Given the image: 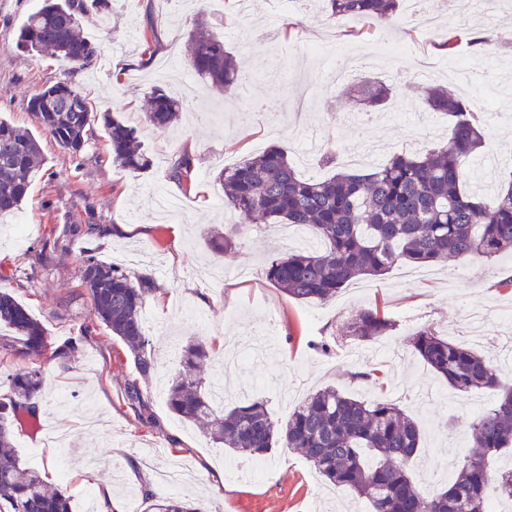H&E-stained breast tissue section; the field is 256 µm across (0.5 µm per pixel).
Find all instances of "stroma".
<instances>
[{"mask_svg":"<svg viewBox=\"0 0 512 512\" xmlns=\"http://www.w3.org/2000/svg\"><path fill=\"white\" fill-rule=\"evenodd\" d=\"M42 3L0 0V117L37 130L30 98L44 84L69 78L95 110L112 112L135 129L153 165L134 174L114 164L100 128L76 158L39 132L49 174L31 186L20 211L0 220V273L10 276L17 299L61 345L81 335L89 320L82 258L91 253L109 262L137 255V271L151 272L161 287L147 300L144 320L170 328L176 339L152 337L159 369L144 389L155 415L151 425L127 401L136 372L120 341L101 336L83 342L65 369L43 363L51 382L48 400L68 397L63 408L52 410V425L74 446L52 448L17 428L13 439L22 463H29L30 448H39L40 471L70 495L72 512H102L107 492L125 512H144L143 492L154 486L162 495L204 503L207 512H364L354 493L325 485L309 461L288 448L263 455L261 471L232 469L233 454L169 411L166 381L180 367L182 344L198 338L214 351L202 369L209 380L226 348H254V356L232 371L227 391L241 402L264 400L281 423L297 402L325 387L396 403L424 428L416 480L426 493L443 491L454 476L451 455L470 449L468 424L496 395H458L412 356L407 339L429 329L469 345L467 311L482 305L494 337L477 350L493 362L503 385L512 386V351L496 342L512 336V288L502 285L512 276V258L427 266L415 282L408 275L418 269L404 262L384 276L356 279L328 302L302 303L266 277L270 256L302 250V243L286 226L260 227L226 208L215 176L272 145L287 147L300 175L314 179L329 171L316 155L301 159L312 141L373 153L378 164L396 152L438 146L448 138V121L426 109L420 92L440 86L477 105L490 143L491 185L499 187L508 172L505 152L512 149V53L500 50L495 37L512 30V0H494L475 13L435 0L434 21L405 9L390 25L333 21L310 0H247L242 11L235 0H111L105 26L92 22L84 29L98 48L97 62L72 76L50 54L16 45L22 22ZM199 10L251 75L239 97L190 77L186 44ZM472 29L488 35L482 49L438 50L443 34ZM353 57L363 62L359 78L385 82L398 99L373 110L336 89L330 68H343ZM178 79L187 82L190 106L174 127L154 128L145 115L149 92L172 90ZM189 146L195 178L186 189L170 171ZM91 224L104 225V235L88 233ZM119 224L126 233L114 234ZM214 230L232 240L231 250L207 246ZM375 307L396 324L389 341L398 348L397 360L341 333L358 311ZM270 319L275 328L268 335L260 326ZM175 467L194 473L195 484L162 486L160 473Z\"/></svg>","mask_w":512,"mask_h":512,"instance_id":"obj_1","label":"stroma"}]
</instances>
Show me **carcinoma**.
Instances as JSON below:
<instances>
[{
    "label": "carcinoma",
    "mask_w": 512,
    "mask_h": 512,
    "mask_svg": "<svg viewBox=\"0 0 512 512\" xmlns=\"http://www.w3.org/2000/svg\"><path fill=\"white\" fill-rule=\"evenodd\" d=\"M329 17L368 18L393 22L404 0H321ZM109 0H44L19 28L17 46L46 51L74 74L92 65L97 47L83 33L85 18L104 14ZM485 42L472 32L448 38L439 48L451 52L459 39ZM189 64L197 80L228 97L239 95L249 81L199 18L189 33ZM352 96L370 108L397 96L379 80L347 85ZM72 96L68 103L46 99L52 93ZM424 104L448 118V140L425 153H395L375 167L357 171L343 166L328 147L320 160L338 172L324 180L298 176L288 149L273 145L258 156L222 168L216 180L224 203L263 224L309 226L321 248L293 251L270 259L267 279L299 302L327 301L361 276L387 274L398 262L420 266L471 256L500 257L512 253V180L500 186L493 200L463 184V166L487 148L478 125L476 106L441 88H429ZM29 110L42 131L72 156H79L88 131L102 124L112 160L132 173H143L152 158L138 144L135 131L110 112H95L82 91L70 81L45 85L31 97ZM183 103L156 87L149 95L148 121L157 127L173 124ZM36 134L0 118V216L21 209L32 184L44 176ZM194 158L184 152L172 165L170 177L189 188ZM81 283L91 299L90 320L123 342L137 377L126 396L141 420L152 422L149 399L143 393L157 371L152 341L146 335L142 311L159 290L147 272L134 275L114 263L88 254L82 258ZM395 323L378 310H362L345 325L344 335L360 340L388 336ZM85 340L76 336L55 346L43 324L33 317L0 273V353L67 365ZM412 351L457 392L497 390L495 404L474 418L468 437L475 451L455 462L448 488L427 497L413 478L412 465L422 448L418 421L388 400L361 401L333 387L309 395L275 422L261 400L229 403L216 396L199 376L209 358L202 340L187 341L182 369L168 381L166 404L182 419L203 425L216 444L240 455H264L281 446L302 453L328 483L353 491L369 512H486L489 495L512 501V468L491 472L489 460L512 453V387L502 386L498 370L479 353L421 329L408 337ZM9 394L0 398V512H70V496L50 487L40 470L23 466L13 442L17 411L38 414L31 401L42 388L38 365L7 375ZM147 512H203L174 497L145 491Z\"/></svg>",
    "instance_id": "carcinoma-1"
}]
</instances>
